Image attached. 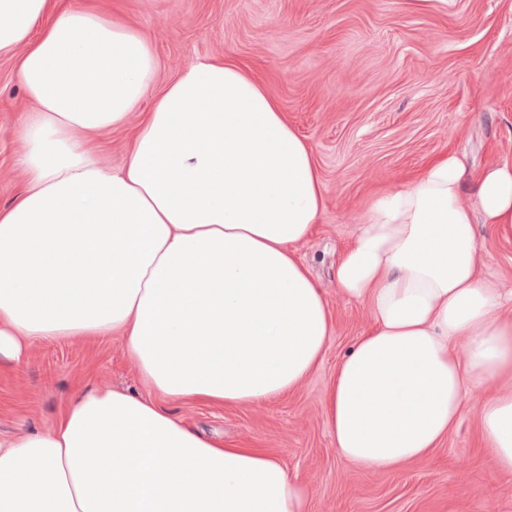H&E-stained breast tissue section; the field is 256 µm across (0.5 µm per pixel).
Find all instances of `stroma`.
<instances>
[{
    "instance_id": "35a3bbf8",
    "label": "stroma",
    "mask_w": 512,
    "mask_h": 512,
    "mask_svg": "<svg viewBox=\"0 0 512 512\" xmlns=\"http://www.w3.org/2000/svg\"><path fill=\"white\" fill-rule=\"evenodd\" d=\"M152 39L159 84L202 58L228 59L263 82L310 143L324 211L299 255L333 311L321 365L293 392L246 406L198 400L168 408L207 436L274 455L312 490V512H512V475L481 446L479 406L447 442L391 471L338 454L324 414L336 364L372 320L336 291V263L370 198L404 185L433 157L456 156L465 203L487 168L512 161V0H101ZM30 105L0 52V207L26 182L21 130ZM485 273L512 293V239L478 225ZM145 388L117 336L29 344L0 365V439L50 427L78 391Z\"/></svg>"
}]
</instances>
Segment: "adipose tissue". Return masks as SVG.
<instances>
[{
    "label": "adipose tissue",
    "instance_id": "adipose-tissue-1",
    "mask_svg": "<svg viewBox=\"0 0 512 512\" xmlns=\"http://www.w3.org/2000/svg\"><path fill=\"white\" fill-rule=\"evenodd\" d=\"M0 52L32 104L26 183L0 208V362L30 339L115 334L149 391H79L51 428L0 441V512H309L279 460L165 404L269 401L322 362L334 317L297 256L324 208L311 145L233 61L158 86L150 38L99 0H0ZM137 111L123 164L104 165L88 142ZM464 176L443 154L374 196L336 264L337 292L373 321L325 403L359 466L427 458L468 391L495 383L479 429L512 474V301L483 275L476 235L512 234V162L482 173L471 206Z\"/></svg>",
    "mask_w": 512,
    "mask_h": 512
}]
</instances>
